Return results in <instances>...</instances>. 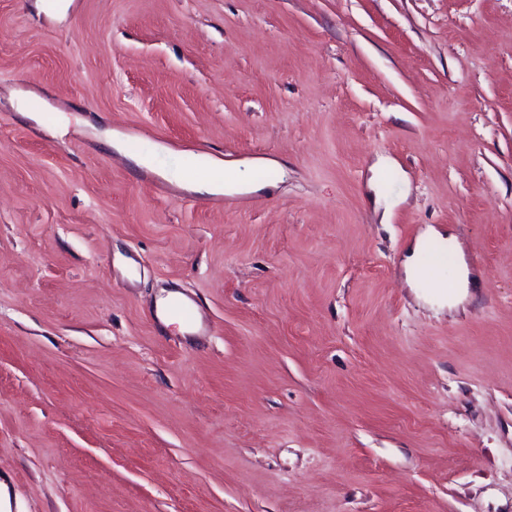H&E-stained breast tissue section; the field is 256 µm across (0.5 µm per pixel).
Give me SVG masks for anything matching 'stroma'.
Segmentation results:
<instances>
[{
	"label": "stroma",
	"instance_id": "stroma-1",
	"mask_svg": "<svg viewBox=\"0 0 512 512\" xmlns=\"http://www.w3.org/2000/svg\"><path fill=\"white\" fill-rule=\"evenodd\" d=\"M57 2L0 0L10 512H512V0ZM199 149L270 188L162 178ZM104 135L107 138L108 145L116 150L119 154L130 160L136 167L150 169L153 168V158L133 150L125 138L120 135H116L114 137L112 130H106ZM448 241H455L453 237H446L430 228L425 232L414 244L411 253L406 257L404 262V269L408 281L414 284H420L428 281L425 277L423 270L417 266L418 255L427 249L430 245H441L437 242L447 243ZM167 312L176 319L182 321L184 324L195 327V330L202 328L203 326V321L201 318L198 304L193 300L185 297L184 295H182L181 298H179L178 300L171 303L167 307ZM159 316L162 323L165 326H170L171 324L179 322L178 320L175 319L170 320L164 318L160 314ZM179 323L181 328L184 329V325L181 322Z\"/></svg>",
	"mask_w": 512,
	"mask_h": 512
}]
</instances>
